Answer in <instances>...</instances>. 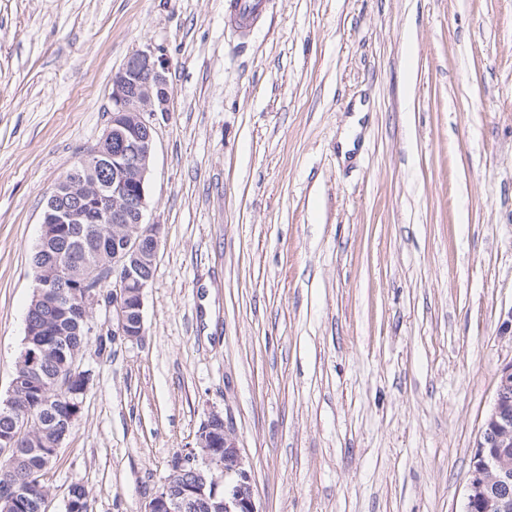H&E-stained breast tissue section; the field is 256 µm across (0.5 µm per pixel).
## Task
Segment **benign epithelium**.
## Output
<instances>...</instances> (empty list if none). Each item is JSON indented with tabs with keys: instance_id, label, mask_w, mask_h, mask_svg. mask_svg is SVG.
<instances>
[{
	"instance_id": "1",
	"label": "benign epithelium",
	"mask_w": 512,
	"mask_h": 512,
	"mask_svg": "<svg viewBox=\"0 0 512 512\" xmlns=\"http://www.w3.org/2000/svg\"><path fill=\"white\" fill-rule=\"evenodd\" d=\"M166 60L152 50L130 55L112 76L111 118L100 141L82 150L72 168L56 183L41 220L39 245L47 248L74 235L80 224H105L112 235V251L89 266L64 257L36 274L34 302L46 312L44 324L25 321L29 347L19 365L23 375L12 380L8 397L0 401L18 412L20 429L3 438L0 454L19 461L29 454L52 464L68 435L58 427L33 426L17 403L24 381L39 375L47 354L41 336H63L68 307L81 312L84 334L103 332L137 341L144 333V293L159 247V225L145 222L147 176L154 148L155 117L168 112ZM105 309L111 329L93 318ZM80 348L56 345L63 357L43 405L86 395L91 373L79 363ZM161 479L144 512H260L253 479L233 433L217 413L196 436L195 446L178 455ZM4 512L20 505V493L0 485ZM465 512H512V360L497 373L489 412L473 445L466 486Z\"/></svg>"
}]
</instances>
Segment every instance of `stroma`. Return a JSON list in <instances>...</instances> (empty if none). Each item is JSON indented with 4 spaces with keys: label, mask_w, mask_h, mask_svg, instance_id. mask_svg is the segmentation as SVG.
<instances>
[{
    "label": "stroma",
    "mask_w": 512,
    "mask_h": 512,
    "mask_svg": "<svg viewBox=\"0 0 512 512\" xmlns=\"http://www.w3.org/2000/svg\"><path fill=\"white\" fill-rule=\"evenodd\" d=\"M225 5L0 0V399L46 196L127 57L169 65L144 333L85 346L46 512H143L214 412L259 512H464L512 360V0H271L246 36Z\"/></svg>",
    "instance_id": "obj_1"
}]
</instances>
